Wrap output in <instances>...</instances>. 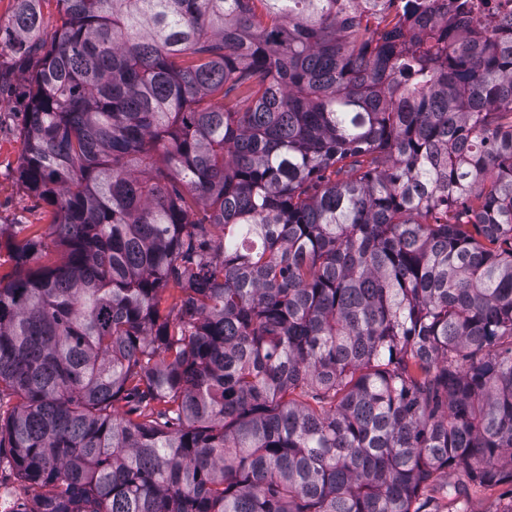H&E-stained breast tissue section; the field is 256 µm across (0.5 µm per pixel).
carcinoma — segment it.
<instances>
[{
	"instance_id": "carcinoma-1",
	"label": "carcinoma",
	"mask_w": 512,
	"mask_h": 512,
	"mask_svg": "<svg viewBox=\"0 0 512 512\" xmlns=\"http://www.w3.org/2000/svg\"><path fill=\"white\" fill-rule=\"evenodd\" d=\"M0 466L23 512H433L512 484V18L15 0ZM171 299L161 307L163 298ZM26 84L18 71L7 83H1L0 100V277L13 271L9 258L11 226L7 224H34L32 231L44 233L51 223V208L29 196L18 180L21 160L20 130L25 121V110L17 92Z\"/></svg>"
}]
</instances>
